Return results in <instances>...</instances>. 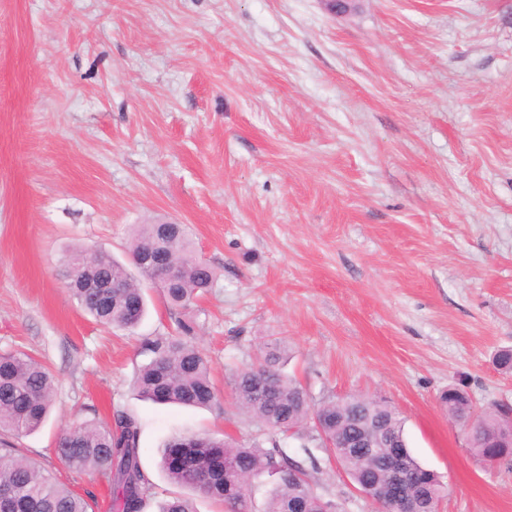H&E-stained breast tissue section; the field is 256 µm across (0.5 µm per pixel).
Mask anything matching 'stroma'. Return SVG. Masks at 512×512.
Returning <instances> with one entry per match:
<instances>
[{"label":"stroma","instance_id":"1","mask_svg":"<svg viewBox=\"0 0 512 512\" xmlns=\"http://www.w3.org/2000/svg\"><path fill=\"white\" fill-rule=\"evenodd\" d=\"M159 219L217 273L194 309L208 409L132 388L142 339L174 328L157 289L130 336L65 286L77 250L127 261L133 225ZM274 340L314 402L387 398L438 512H512V469L439 399L512 405L493 364L512 348V0H0V352L55 381L16 454L111 512L105 478L56 445L122 408L166 498L171 437L260 438L226 378ZM318 459L319 495L377 512ZM448 414L456 420H467L470 416V403L466 393L458 387H449L440 396Z\"/></svg>","mask_w":512,"mask_h":512}]
</instances>
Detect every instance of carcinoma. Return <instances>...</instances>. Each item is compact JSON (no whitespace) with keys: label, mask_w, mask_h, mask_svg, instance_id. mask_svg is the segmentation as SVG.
<instances>
[{"label":"carcinoma","mask_w":512,"mask_h":512,"mask_svg":"<svg viewBox=\"0 0 512 512\" xmlns=\"http://www.w3.org/2000/svg\"><path fill=\"white\" fill-rule=\"evenodd\" d=\"M160 224H136L132 231L131 259L144 252L160 257L178 276L159 282L145 268L141 275L160 289L175 314V332L146 339L149 355L136 379L141 397L157 404L208 407L217 400L210 365L196 344V321L191 309L209 288L216 272L198 259L186 225L167 235ZM94 279L118 281L123 288H90ZM66 280L79 306L95 320L134 332L145 317V288L136 283L125 265L102 250L81 251L67 265ZM286 349L278 341L266 344L258 362L236 371L230 386L239 409L249 414L267 435L270 447L245 445L202 435L171 438L160 451V464L176 486L219 504L224 512H254L253 489L265 481L271 489L263 512H331L333 502L313 488L303 462L288 455L280 437L290 434L318 441L332 454L354 485L376 489L383 512H389L392 485L386 460L392 449L406 447L402 421L396 409L382 399L350 396L312 403L309 394L281 371ZM53 377L49 370L24 352L0 353V445L7 438L35 430L49 413ZM456 420L470 416L466 393L450 387L440 396ZM325 438L315 437L314 424ZM506 420L499 411L483 413L471 423L469 446L485 459L512 463V446L503 442ZM141 424L126 411L117 410L109 421L92 420L67 429L58 443L61 461L77 472L103 474L110 486L112 512H145L155 498V486L141 464ZM372 438L379 457L355 447L360 436ZM403 490L411 495L440 494L438 476L407 455ZM12 492V502L0 512H88L85 500L56 482L36 463L0 453V486ZM158 512H197L194 501L172 495Z\"/></svg>","instance_id":"obj_1"}]
</instances>
